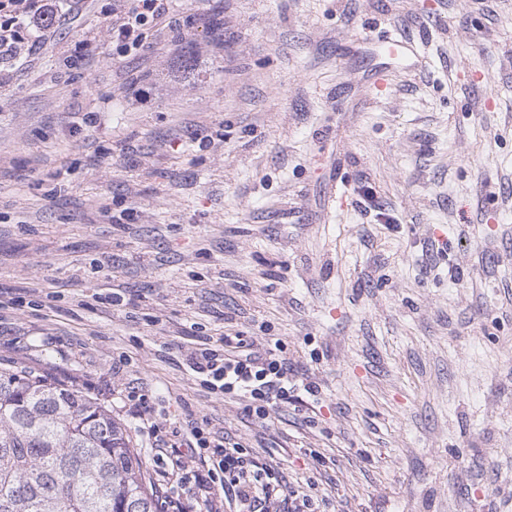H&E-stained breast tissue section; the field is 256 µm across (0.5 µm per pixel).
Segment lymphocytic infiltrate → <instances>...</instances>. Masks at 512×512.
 Here are the masks:
<instances>
[{
  "instance_id": "1",
  "label": "lymphocytic infiltrate",
  "mask_w": 512,
  "mask_h": 512,
  "mask_svg": "<svg viewBox=\"0 0 512 512\" xmlns=\"http://www.w3.org/2000/svg\"><path fill=\"white\" fill-rule=\"evenodd\" d=\"M169 0H128L116 16L112 37L128 47H139L143 27L167 10ZM56 0H0V13L9 15L10 23H0V61L15 57L20 41L13 22L24 19L28 27L41 30L55 13ZM282 344L259 352L252 340L242 333L225 335L219 345L198 348L186 358L188 367L201 376L210 393L244 403L257 417H266L270 408L298 401L300 393L316 396V386L298 385ZM182 440L207 464L198 487L219 482L230 496L236 512H270L277 501H287L285 512H313V498L308 494L285 493L273 469L260 464L243 445L227 437L213 436L205 425L187 427Z\"/></svg>"
}]
</instances>
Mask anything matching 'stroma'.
I'll return each mask as SVG.
<instances>
[{"label":"stroma","mask_w":512,"mask_h":512,"mask_svg":"<svg viewBox=\"0 0 512 512\" xmlns=\"http://www.w3.org/2000/svg\"><path fill=\"white\" fill-rule=\"evenodd\" d=\"M112 3L0 64V368L77 383L151 473L144 421L205 419L319 512H512V0H172L126 53ZM230 328L317 397L209 393L185 356ZM381 42L385 45L384 49L391 57L399 56L402 59L414 58L418 61V56L421 55L415 42L405 37H399L394 32H390Z\"/></svg>","instance_id":"stroma-1"}]
</instances>
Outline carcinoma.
<instances>
[{"label": "carcinoma", "instance_id": "cac0c4a2", "mask_svg": "<svg viewBox=\"0 0 512 512\" xmlns=\"http://www.w3.org/2000/svg\"><path fill=\"white\" fill-rule=\"evenodd\" d=\"M130 443L82 391L0 370V512H158Z\"/></svg>", "mask_w": 512, "mask_h": 512}]
</instances>
